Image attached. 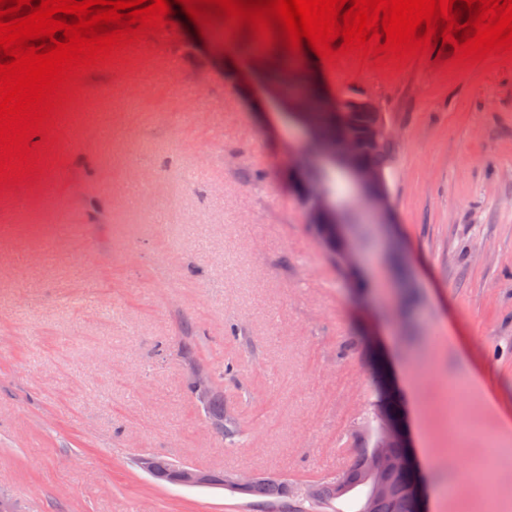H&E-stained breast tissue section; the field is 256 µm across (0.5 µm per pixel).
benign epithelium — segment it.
Returning <instances> with one entry per match:
<instances>
[{
    "label": "benign epithelium",
    "instance_id": "1",
    "mask_svg": "<svg viewBox=\"0 0 512 512\" xmlns=\"http://www.w3.org/2000/svg\"><path fill=\"white\" fill-rule=\"evenodd\" d=\"M280 97L305 129V143L316 141V129L305 119L313 97L312 90L299 89L288 95L282 93ZM324 104L329 111L339 115V132L335 141L321 143L313 152L303 153L300 168L306 171L323 158L334 162L350 179L357 193V202L374 213L382 223H389L393 208L391 192L385 185L382 171L369 160V156L385 143L396 140L394 120L374 97L364 92L357 93L352 103L346 94L338 93L332 100H324ZM355 110L370 113L371 122L366 126L358 125L352 118ZM299 193L307 205L310 223L326 249L347 266H355L356 246L348 234V222L334 205L324 174L303 177ZM393 448H399L401 452L394 455L391 453ZM394 470L416 475L407 486L406 493L413 501L415 512H428L429 485L413 455L406 430L401 422L384 417L374 438L372 465L363 478L370 488V500L395 495L396 489L388 481V474ZM165 479L179 486L202 487L211 484L212 476L205 470L183 465L165 473Z\"/></svg>",
    "mask_w": 512,
    "mask_h": 512
}]
</instances>
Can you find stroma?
Here are the masks:
<instances>
[{
	"label": "stroma",
	"instance_id": "obj_1",
	"mask_svg": "<svg viewBox=\"0 0 512 512\" xmlns=\"http://www.w3.org/2000/svg\"><path fill=\"white\" fill-rule=\"evenodd\" d=\"M177 32L88 74L55 131L59 163L0 194V493L20 512H261L158 481L152 454L291 483L351 462L375 364L432 460L431 512H512V61L400 70L296 57L325 91L373 95L400 127L392 225L362 227L346 270L309 226L302 132L251 67L180 6ZM239 336H231V328ZM236 363L217 387L246 438L224 444L181 354ZM492 375L457 444L452 337Z\"/></svg>",
	"mask_w": 512,
	"mask_h": 512
}]
</instances>
